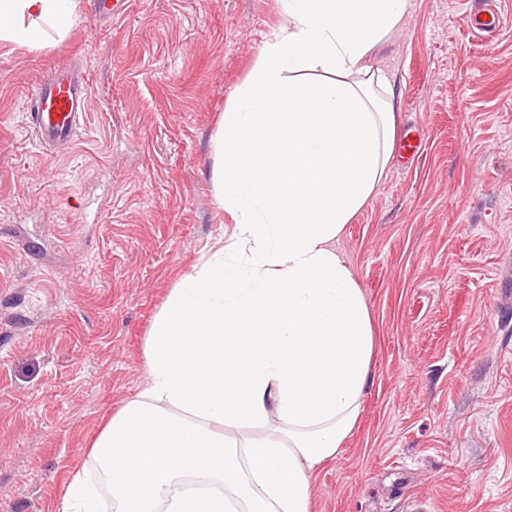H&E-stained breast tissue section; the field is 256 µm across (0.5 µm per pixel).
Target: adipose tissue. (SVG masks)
<instances>
[{"label":"adipose tissue","instance_id":"obj_1","mask_svg":"<svg viewBox=\"0 0 512 512\" xmlns=\"http://www.w3.org/2000/svg\"><path fill=\"white\" fill-rule=\"evenodd\" d=\"M212 140L231 241L183 275L144 343L145 381L55 512H311L316 472L357 424L369 311L336 243L373 198L399 114L370 58L409 0H278ZM77 0H0V45L64 40ZM250 428V435L233 432Z\"/></svg>","mask_w":512,"mask_h":512}]
</instances>
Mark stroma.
Wrapping results in <instances>:
<instances>
[{
	"label": "stroma",
	"instance_id": "obj_1",
	"mask_svg": "<svg viewBox=\"0 0 512 512\" xmlns=\"http://www.w3.org/2000/svg\"><path fill=\"white\" fill-rule=\"evenodd\" d=\"M94 0L61 43L0 48V512H53L145 380L143 348L179 276L231 231L210 138L282 18L278 0ZM472 0H410L377 53L398 75L392 156L337 248L375 350L358 423L313 482L312 512H512V29L477 40ZM84 68L73 148L25 103Z\"/></svg>",
	"mask_w": 512,
	"mask_h": 512
}]
</instances>
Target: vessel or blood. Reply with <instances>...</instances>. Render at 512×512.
<instances>
[{
  "label": "vessel or blood",
  "instance_id": "b4317fda",
  "mask_svg": "<svg viewBox=\"0 0 512 512\" xmlns=\"http://www.w3.org/2000/svg\"><path fill=\"white\" fill-rule=\"evenodd\" d=\"M507 19L494 0H482L480 8L466 16V26L474 36L502 29ZM92 108L87 75L60 69L44 81L27 102L30 128L38 141L60 150H69Z\"/></svg>",
  "mask_w": 512,
  "mask_h": 512
}]
</instances>
